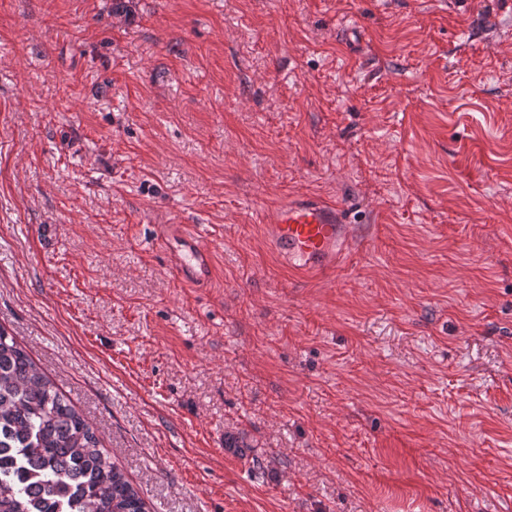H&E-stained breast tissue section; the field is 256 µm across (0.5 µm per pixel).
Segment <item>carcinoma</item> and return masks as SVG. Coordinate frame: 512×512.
<instances>
[{
    "instance_id": "1",
    "label": "carcinoma",
    "mask_w": 512,
    "mask_h": 512,
    "mask_svg": "<svg viewBox=\"0 0 512 512\" xmlns=\"http://www.w3.org/2000/svg\"><path fill=\"white\" fill-rule=\"evenodd\" d=\"M0 448L20 478L0 471V512H148L90 422L0 329Z\"/></svg>"
}]
</instances>
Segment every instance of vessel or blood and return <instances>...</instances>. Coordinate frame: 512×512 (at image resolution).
Instances as JSON below:
<instances>
[{"label":"vessel or blood","instance_id":"b4317fda","mask_svg":"<svg viewBox=\"0 0 512 512\" xmlns=\"http://www.w3.org/2000/svg\"><path fill=\"white\" fill-rule=\"evenodd\" d=\"M264 230L278 260L298 275L334 273L352 238L339 206L311 196L279 205L266 217ZM157 245L170 255L171 272L180 282L195 288L210 284L211 255L195 230L164 225Z\"/></svg>","mask_w":512,"mask_h":512}]
</instances>
